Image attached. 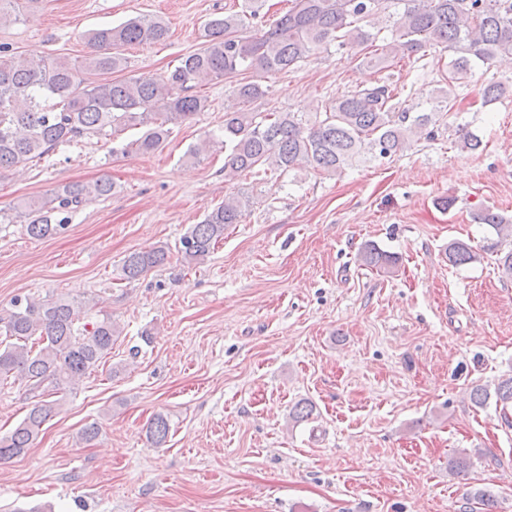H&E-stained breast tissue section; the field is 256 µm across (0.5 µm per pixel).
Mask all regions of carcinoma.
Wrapping results in <instances>:
<instances>
[{
    "instance_id": "1",
    "label": "carcinoma",
    "mask_w": 512,
    "mask_h": 512,
    "mask_svg": "<svg viewBox=\"0 0 512 512\" xmlns=\"http://www.w3.org/2000/svg\"><path fill=\"white\" fill-rule=\"evenodd\" d=\"M399 9L388 12L392 4ZM256 19L251 0L235 14L215 16L205 26L204 45L177 59L168 73H141L92 81L89 76L123 72L127 59L120 48L165 41L169 28L161 19H129L88 33L91 51L78 65L64 58L16 59L0 56V172L41 159L57 146L82 138L116 136L141 127V136L124 153L149 154L164 144L185 121L206 107L198 88L214 80L229 84L237 103L264 99L269 86L260 79L286 72L315 49L332 43L347 48L359 64L383 70L400 55L426 47L452 53L448 87L431 90L423 112H412L396 100L395 87L385 80L340 95L309 119L296 112L224 111V133L190 146L187 158L197 159L213 149L224 151V180L247 172L301 167L336 174L368 155L387 158L402 153L412 137L436 125L456 103L455 89L488 65L512 55V0H294L288 13L269 29L247 36ZM381 41V50L374 43ZM252 72L258 79L243 77ZM508 86L489 81L482 87L483 103L500 100ZM108 178L92 184L70 183L41 200L17 204L32 239L52 237L64 229L69 214L93 198L109 196ZM244 202L231 194L193 224L179 240L178 253L189 266L206 260L224 239L230 224L240 223ZM500 234L512 227L491 210L478 215ZM164 245L134 251L122 260L121 276L137 280L164 265ZM446 258L453 266L473 262V247L461 240L448 243ZM359 261L376 270H390L398 257L374 243L366 244ZM97 302L69 297L35 298L18 295L13 310L0 317V380L50 386L46 398L34 403L24 419L0 435V462L24 454L43 425L60 406L56 394L95 370L112 354L121 335L109 315L90 316ZM502 410L512 407V377L499 381L494 392L477 385L471 402L484 406L490 397ZM147 432L157 445L167 442L169 424L161 416L148 422Z\"/></svg>"
}]
</instances>
